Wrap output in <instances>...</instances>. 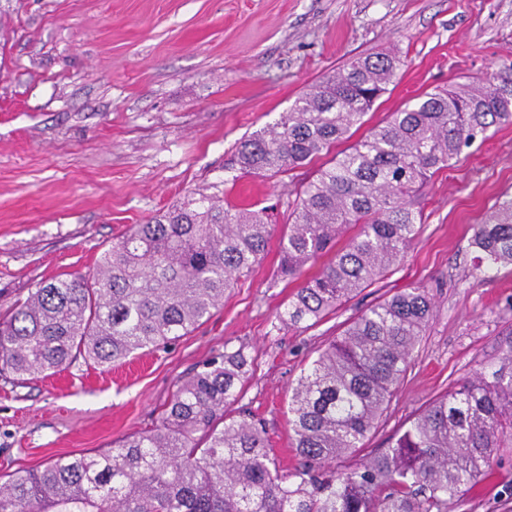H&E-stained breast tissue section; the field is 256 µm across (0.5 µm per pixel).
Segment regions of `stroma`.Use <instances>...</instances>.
Masks as SVG:
<instances>
[{
    "instance_id": "obj_1",
    "label": "stroma",
    "mask_w": 512,
    "mask_h": 512,
    "mask_svg": "<svg viewBox=\"0 0 512 512\" xmlns=\"http://www.w3.org/2000/svg\"><path fill=\"white\" fill-rule=\"evenodd\" d=\"M0 24V318L44 281L91 273L132 225L185 197L264 207L275 226L249 276L168 348L106 371L79 357L47 378L0 373V475L150 428L178 379L228 347L252 361L240 405L265 422L281 466L295 467L288 402L302 368L407 286L425 287L433 316L357 461L512 343V265L476 279L469 245L474 225L512 197V125L490 128L431 178L419 237L386 279L315 325L280 331L276 313L297 284L279 273V240L295 186L317 166L258 177L236 163L241 138L352 57L401 59L371 125L512 64V0H0ZM450 512H512V448Z\"/></svg>"
}]
</instances>
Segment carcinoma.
<instances>
[{
	"mask_svg": "<svg viewBox=\"0 0 512 512\" xmlns=\"http://www.w3.org/2000/svg\"><path fill=\"white\" fill-rule=\"evenodd\" d=\"M398 56L357 58L301 94L238 146L241 168L308 165L362 126L393 83ZM512 124V65L428 93L368 129L297 192L280 239L281 275L301 280L278 325L316 324L385 278L420 233L412 197L493 126ZM266 209L177 203L134 225L95 270L46 281L0 318V371L36 377L83 356L104 370L190 333L263 256ZM475 277L512 265V199L475 225ZM331 259L314 275L308 269ZM432 303L421 286L355 317L303 369L288 425L298 466L284 469L260 420L240 409L243 349L179 381L152 427L112 447L0 476V512H448L512 447V345L498 365L431 401L389 448L354 466L404 380Z\"/></svg>",
	"mask_w": 512,
	"mask_h": 512,
	"instance_id": "carcinoma-1",
	"label": "carcinoma"
}]
</instances>
